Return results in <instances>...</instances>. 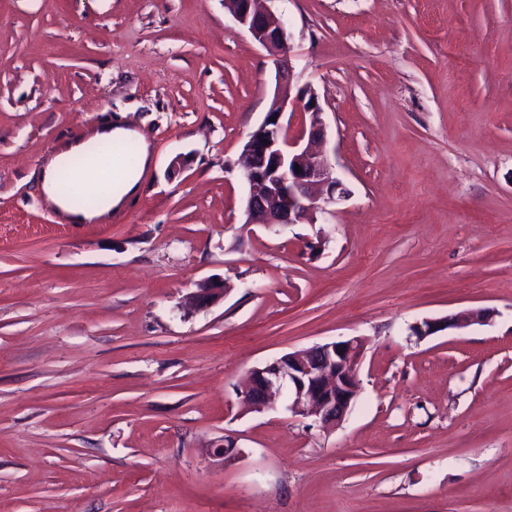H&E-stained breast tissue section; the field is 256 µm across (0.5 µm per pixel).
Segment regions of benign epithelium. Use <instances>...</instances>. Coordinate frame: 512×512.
I'll return each instance as SVG.
<instances>
[{"label": "benign epithelium", "instance_id": "7a95c632", "mask_svg": "<svg viewBox=\"0 0 512 512\" xmlns=\"http://www.w3.org/2000/svg\"><path fill=\"white\" fill-rule=\"evenodd\" d=\"M267 2L224 0L236 22L268 52L277 73L268 112L249 134L236 162L248 186L245 223L313 224L316 214L328 213L327 206L351 191L318 150L327 129L318 96L308 85L293 90L287 68V29L281 15ZM299 103L311 120L300 136L292 139L282 116ZM223 297L224 289L201 283L187 294L182 310L190 313ZM492 320L488 310L478 309L460 316L425 319L411 325L410 331L421 339L471 324L489 325ZM365 349V339L357 336L289 352L250 372L243 402L250 410L262 411L286 391L287 410L292 414L313 416L323 425L338 424L360 393L358 373Z\"/></svg>", "mask_w": 512, "mask_h": 512}]
</instances>
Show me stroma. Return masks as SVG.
I'll use <instances>...</instances> for the list:
<instances>
[{
	"mask_svg": "<svg viewBox=\"0 0 512 512\" xmlns=\"http://www.w3.org/2000/svg\"><path fill=\"white\" fill-rule=\"evenodd\" d=\"M271 7L351 190L313 224L244 221L276 69L224 0H0V512H512V0ZM107 117L151 145L139 193L59 223L43 161ZM354 336L336 427L244 409ZM224 298V288H216L212 283H201L195 291L187 294L182 310L184 313L199 310ZM492 320L493 316L488 310L478 309L460 316L455 315L440 319H425L411 325L410 331L413 336L421 339L444 330L460 329L471 324L489 325L492 323Z\"/></svg>",
	"mask_w": 512,
	"mask_h": 512,
	"instance_id": "stroma-1",
	"label": "stroma"
}]
</instances>
